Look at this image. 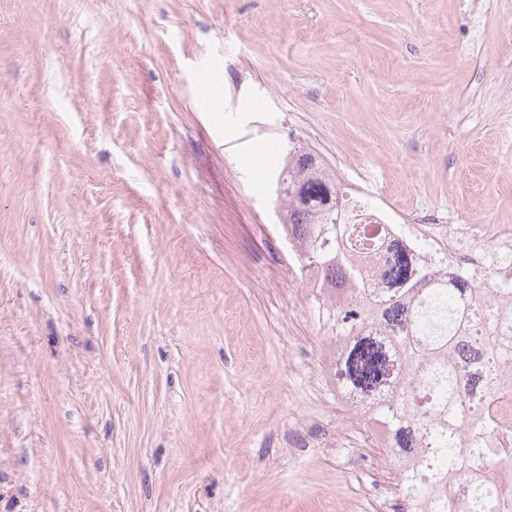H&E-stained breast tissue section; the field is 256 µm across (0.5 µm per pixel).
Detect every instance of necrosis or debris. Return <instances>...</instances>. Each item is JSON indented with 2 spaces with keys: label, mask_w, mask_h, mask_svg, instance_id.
I'll return each mask as SVG.
<instances>
[{
  "label": "necrosis or debris",
  "mask_w": 512,
  "mask_h": 512,
  "mask_svg": "<svg viewBox=\"0 0 512 512\" xmlns=\"http://www.w3.org/2000/svg\"><path fill=\"white\" fill-rule=\"evenodd\" d=\"M355 191L349 221L356 224L360 239L368 243L377 239L426 242V249L417 253L419 265L466 278L472 286L466 297L469 306L493 307L499 321H512V226L439 224L418 214L402 219L373 205L368 186L356 185ZM469 385L467 403L494 423L486 445L495 454L493 465L474 460L449 474L448 484L457 493L456 512H469L468 490L477 482L494 491L488 512H512V370H496L486 379L470 378ZM336 396L356 418L366 420L369 441L386 449L389 464L403 481H411L420 464L419 454L391 447L385 424L377 416L388 404V391L365 397L340 385Z\"/></svg>",
  "instance_id": "4bbe7bcc"
}]
</instances>
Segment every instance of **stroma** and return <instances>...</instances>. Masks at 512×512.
Listing matches in <instances>:
<instances>
[{
    "instance_id": "obj_1",
    "label": "stroma",
    "mask_w": 512,
    "mask_h": 512,
    "mask_svg": "<svg viewBox=\"0 0 512 512\" xmlns=\"http://www.w3.org/2000/svg\"><path fill=\"white\" fill-rule=\"evenodd\" d=\"M295 144L512 225V0H0V512L402 496L254 187Z\"/></svg>"
}]
</instances>
